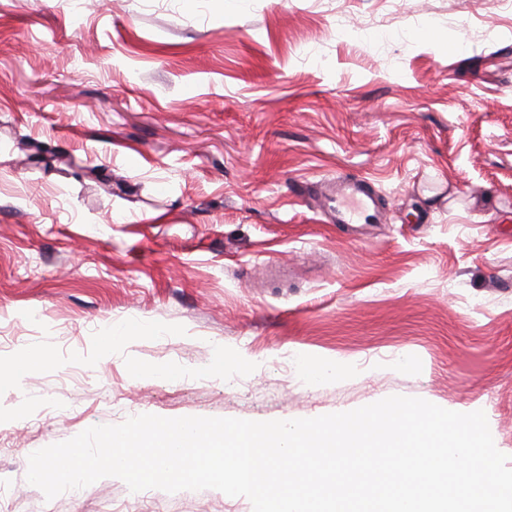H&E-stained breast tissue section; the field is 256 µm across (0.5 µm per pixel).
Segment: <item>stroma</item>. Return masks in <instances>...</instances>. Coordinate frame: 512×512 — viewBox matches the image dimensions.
Listing matches in <instances>:
<instances>
[{
	"instance_id": "1",
	"label": "stroma",
	"mask_w": 512,
	"mask_h": 512,
	"mask_svg": "<svg viewBox=\"0 0 512 512\" xmlns=\"http://www.w3.org/2000/svg\"><path fill=\"white\" fill-rule=\"evenodd\" d=\"M345 176L385 223H325ZM23 347L51 362L0 389V512H253L27 481L141 414L419 397L484 411L512 468V0H0V359Z\"/></svg>"
}]
</instances>
